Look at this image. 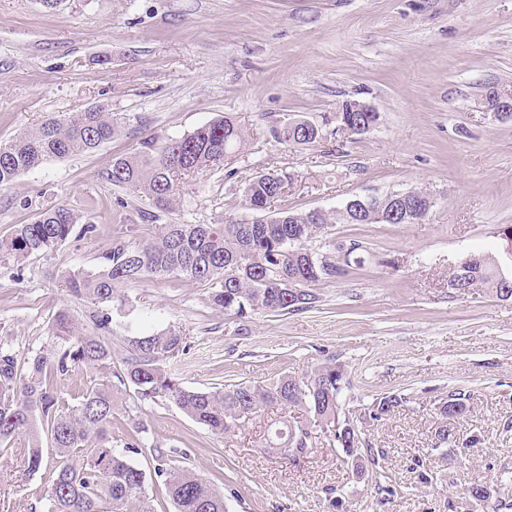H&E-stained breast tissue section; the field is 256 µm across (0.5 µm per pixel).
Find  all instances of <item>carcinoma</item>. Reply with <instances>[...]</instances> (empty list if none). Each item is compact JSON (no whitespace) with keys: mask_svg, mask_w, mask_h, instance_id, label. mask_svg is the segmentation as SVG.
<instances>
[{"mask_svg":"<svg viewBox=\"0 0 512 512\" xmlns=\"http://www.w3.org/2000/svg\"><path fill=\"white\" fill-rule=\"evenodd\" d=\"M126 117L103 105L74 115L52 117L35 130L19 132L0 143V187L13 184L24 172L44 161L89 152L112 141L124 130ZM277 142L289 146L316 142L305 139L286 124L270 130ZM245 137L232 121L221 118L157 146L144 140L141 150L112 159L107 179L112 185L147 201L139 219L150 221L175 210L180 184L236 153ZM291 175L268 171L257 175L242 194V205L259 214L250 224H165L151 240L116 239L103 254L97 272L67 271L61 277L66 295L94 305L126 304L119 288L147 276L174 277L209 289L210 303L228 314L244 318L253 312L290 313L308 309L318 295L308 291L296 298L289 289L332 282L348 274L362 245L353 240L333 250L311 252L305 242L334 224H367V215L356 212L283 211L269 219L268 205L283 194ZM93 224L74 209L60 204L39 212L28 224H18L5 251L21 261L65 243L73 227ZM469 272L448 288L462 295L476 287L489 288L502 299L512 297V278L501 277L495 261L473 253ZM55 342L35 352L26 362L0 348V446L16 437H27V471L35 474L50 450L55 465L45 491L47 512H154L145 488L146 474L127 453L141 447L136 426L123 450L112 446V424L119 400L134 389L142 403L165 398L193 422L219 436L234 429V422L269 408L303 406L315 419L332 428L333 447L343 457L347 449L361 448L364 441L353 423L336 419L344 371L329 362L296 378L286 375L271 386L235 384L208 389L181 386L164 369L166 359L184 351L181 330L167 328L132 336L123 366L112 369V346L104 336L84 333L71 314L62 309L51 325ZM89 377L75 395L62 392L57 380L73 368ZM407 402L390 393L377 399L369 417L379 420ZM444 418H460L467 412V395L452 393L439 407ZM269 448H295L302 453L313 447L309 431L291 424L273 425L266 439ZM154 473L163 479L176 512H225L224 495L214 482L188 466L171 464L170 452L154 454Z\"/></svg>","mask_w":512,"mask_h":512,"instance_id":"cac0c4a2","label":"carcinoma"}]
</instances>
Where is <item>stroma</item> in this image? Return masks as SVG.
Returning <instances> with one entry per match:
<instances>
[{
	"mask_svg": "<svg viewBox=\"0 0 512 512\" xmlns=\"http://www.w3.org/2000/svg\"><path fill=\"white\" fill-rule=\"evenodd\" d=\"M512 85V0H0V142L46 119L103 105L125 114L121 136L94 152L51 159L0 188V242L57 204L94 222L55 250L17 261L0 253V345L26 359L52 338L68 309L93 331L98 311L64 294L67 270L93 272L115 238L155 237L162 225L249 222L242 189L260 172L292 181L271 212L334 211L353 198L424 189L436 204L416 224H336L311 249L357 240L366 263L315 287L317 306L245 318L212 306L207 287L147 277L111 307L114 364L127 338L180 329L187 349L165 362L187 388L268 386L333 361L345 385L341 417L371 451L355 476L332 434L295 407L253 417L214 436L165 399L119 411L112 444L134 423L147 448L131 460L146 474L155 512H175L153 468L155 448L186 454L216 480L226 512H512V299L486 288L456 295L448 278L472 252L512 271V118L487 110L489 88ZM380 115L363 135L337 134L348 100ZM221 117L241 126V152L189 178L174 213L141 222L144 199L112 186L120 153L164 143ZM289 118L323 128L319 142L286 147L269 130ZM468 394L460 419L442 420L449 394ZM404 406L372 420L376 398ZM307 425L314 443L296 456L263 448L273 419ZM447 423L454 444L438 445ZM26 437L0 451V512H45L54 466L24 467ZM490 487L485 500L468 496Z\"/></svg>",
	"mask_w": 512,
	"mask_h": 512,
	"instance_id": "obj_1",
	"label": "stroma"
}]
</instances>
